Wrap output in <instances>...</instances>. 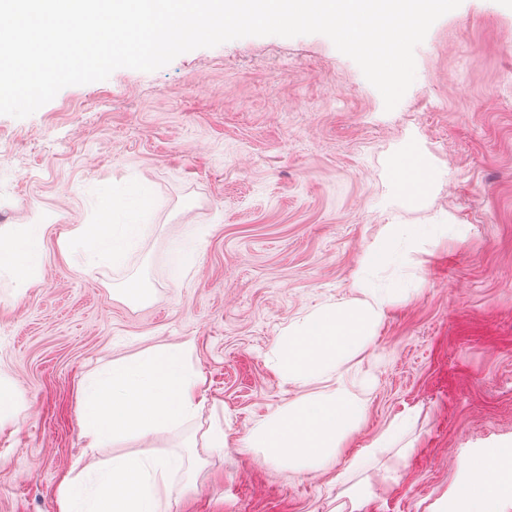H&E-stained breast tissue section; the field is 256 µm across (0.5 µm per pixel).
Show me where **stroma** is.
Wrapping results in <instances>:
<instances>
[{
  "instance_id": "stroma-1",
  "label": "stroma",
  "mask_w": 512,
  "mask_h": 512,
  "mask_svg": "<svg viewBox=\"0 0 512 512\" xmlns=\"http://www.w3.org/2000/svg\"><path fill=\"white\" fill-rule=\"evenodd\" d=\"M416 77L385 111L360 67L322 34L248 36L152 72L115 70L63 88L34 114L0 115V226L45 217L42 277L0 280V512H60L59 485L89 449L78 384L99 360L192 341L206 402L176 435L193 488L169 512H448L463 460L512 451V0H462L415 49ZM422 155L408 198L392 168ZM151 185L154 210L126 267L61 257L58 240L99 221L97 200ZM391 224H454L382 266L395 298L350 379L365 422L334 467L294 474L246 448L250 429L304 392L273 352L298 322L360 297L358 277ZM193 251L173 257L176 241ZM146 274L150 302L122 286ZM402 440L352 469L393 422ZM227 446H206L212 425Z\"/></svg>"
}]
</instances>
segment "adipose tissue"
<instances>
[{
  "label": "adipose tissue",
  "instance_id": "1",
  "mask_svg": "<svg viewBox=\"0 0 512 512\" xmlns=\"http://www.w3.org/2000/svg\"><path fill=\"white\" fill-rule=\"evenodd\" d=\"M98 208L105 221L79 224L59 242L62 254H83L93 265L118 269L153 211V192L141 181L113 186ZM38 224L0 227V278L31 287L41 275ZM192 342L153 348L101 364L78 387V423L90 448L150 442L178 433L206 398L192 363ZM177 457L134 452L89 464L75 461L59 489L61 512H167L186 494ZM466 479L455 492V512H501L512 501V452L484 448L467 458Z\"/></svg>",
  "mask_w": 512,
  "mask_h": 512
}]
</instances>
